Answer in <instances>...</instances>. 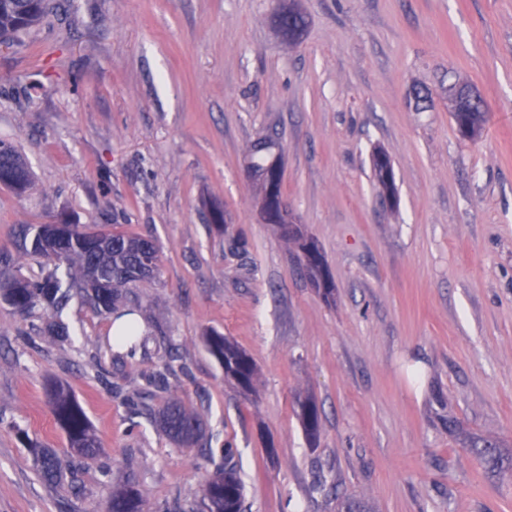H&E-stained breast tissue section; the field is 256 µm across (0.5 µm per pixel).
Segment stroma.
Here are the masks:
<instances>
[{"instance_id": "stroma-1", "label": "stroma", "mask_w": 512, "mask_h": 512, "mask_svg": "<svg viewBox=\"0 0 512 512\" xmlns=\"http://www.w3.org/2000/svg\"><path fill=\"white\" fill-rule=\"evenodd\" d=\"M295 2L294 43L276 0H58L0 45V140L34 173L24 195L0 186V257L39 275L15 249L31 224L160 246L156 279L124 292L143 324L135 359L108 348L111 316L80 296L65 342L0 303V512H105L131 478L145 512H199L213 465L128 420L126 397L159 371L153 407L181 398L208 451L233 448L245 512H336L347 497L373 512H512V0ZM459 84L487 106L474 140L448 110ZM266 137L332 301L260 217L247 156ZM378 150L397 202L373 179ZM212 330L253 358L252 393L225 379ZM53 382L101 453L47 484L28 444L68 452ZM307 397L313 442L298 418ZM484 438L501 468L472 448ZM286 6V5H285ZM285 14L280 22L276 23L280 33L289 41H295L299 38L304 24L303 17L294 8V1H289L288 6L284 7ZM296 29L293 31V29ZM299 418L306 435L310 440H315L319 433V413L317 406L310 399L299 403Z\"/></svg>"}]
</instances>
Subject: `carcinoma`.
<instances>
[{
	"label": "carcinoma",
	"instance_id": "obj_1",
	"mask_svg": "<svg viewBox=\"0 0 512 512\" xmlns=\"http://www.w3.org/2000/svg\"><path fill=\"white\" fill-rule=\"evenodd\" d=\"M53 10L51 0H0V37L9 42L21 39L30 29L40 25ZM304 24L303 17L294 8V2L285 7V14L277 23L280 33L289 41L299 38ZM484 108L480 105L468 107L464 112L452 114L455 124L462 122L470 126L472 137L483 131ZM272 143L261 139L254 143L249 153L253 162L250 168L258 177L262 202L270 209H278L277 195L282 188L273 192L269 188L267 175L278 171L275 162L264 164L255 160L260 153L268 150ZM374 175L382 190L389 196L394 194L393 172L386 157L374 154ZM32 172L19 149L6 142H0V185L17 194L25 193L31 186ZM284 236L291 241L298 252L302 268L316 285L325 284V260L315 241L305 236L296 227L286 226L284 218L274 220ZM24 256H36L46 260L45 270L38 278L26 277L18 270H0V277L12 279L17 287L6 294L0 293V301L8 304L15 312L29 315L37 308L60 312L73 294L88 298L100 312L117 314L122 299V289L133 284L147 282L154 278L160 261V250L150 238L122 232L93 231L78 224L65 225V237L50 248L45 235V225L39 224L28 229L18 243ZM96 271L107 282V287L91 293L86 280L91 271ZM117 343L128 347L126 355L134 358L138 342V326L133 321L124 325ZM209 352L224 368V376L248 390L256 375L255 364L250 355L224 334L212 331L206 337ZM52 412L66 432L71 458L64 462L54 449L32 445L34 463L43 479L57 482L66 469L73 468L82 459L94 456L99 441L92 431L90 421L71 392L61 384L48 389ZM154 422L169 440L182 448H191L204 435L203 423L197 412L187 407L177 397L153 414ZM299 418L309 439L319 433V413L314 402L306 399L299 403ZM245 486L234 461L233 449H224V462L215 465V472L206 483L203 509L201 512H243ZM106 512H144V501L139 485L128 481L112 493L107 502Z\"/></svg>",
	"mask_w": 512,
	"mask_h": 512
}]
</instances>
